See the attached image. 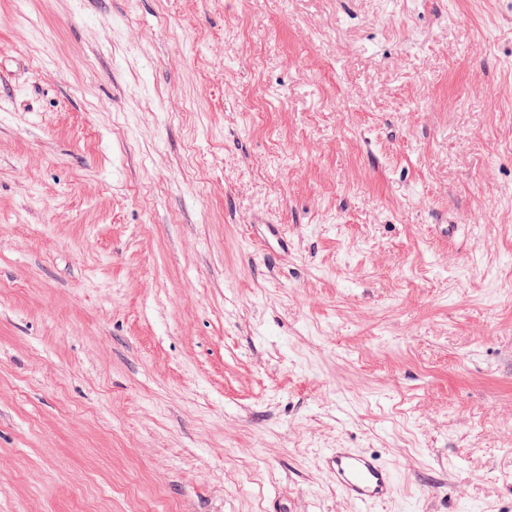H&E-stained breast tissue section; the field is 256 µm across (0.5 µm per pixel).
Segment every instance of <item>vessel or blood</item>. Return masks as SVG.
Masks as SVG:
<instances>
[{"label":"vessel or blood","mask_w":512,"mask_h":512,"mask_svg":"<svg viewBox=\"0 0 512 512\" xmlns=\"http://www.w3.org/2000/svg\"><path fill=\"white\" fill-rule=\"evenodd\" d=\"M323 462L345 495L364 510L393 494L394 471L377 454L331 448L325 452Z\"/></svg>","instance_id":"vessel-or-blood-1"}]
</instances>
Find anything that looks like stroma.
Here are the masks:
<instances>
[{
    "label": "stroma",
    "mask_w": 512,
    "mask_h": 512,
    "mask_svg": "<svg viewBox=\"0 0 512 512\" xmlns=\"http://www.w3.org/2000/svg\"><path fill=\"white\" fill-rule=\"evenodd\" d=\"M330 448L512 512V0H0V512H360Z\"/></svg>",
    "instance_id": "1"
}]
</instances>
